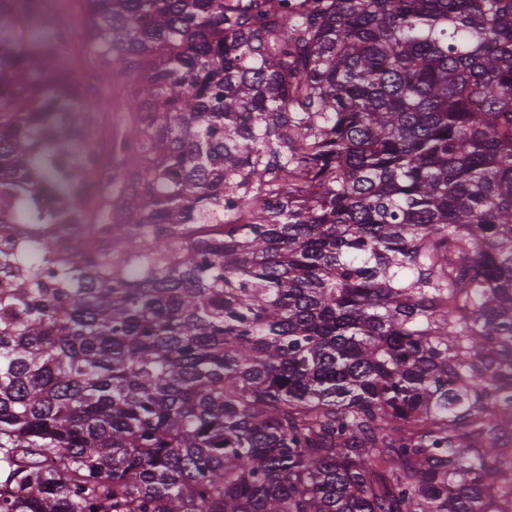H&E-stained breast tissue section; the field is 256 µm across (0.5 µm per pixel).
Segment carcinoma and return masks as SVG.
I'll list each match as a JSON object with an SVG mask.
<instances>
[{"instance_id": "carcinoma-1", "label": "carcinoma", "mask_w": 512, "mask_h": 512, "mask_svg": "<svg viewBox=\"0 0 512 512\" xmlns=\"http://www.w3.org/2000/svg\"><path fill=\"white\" fill-rule=\"evenodd\" d=\"M38 2L0 0V512H512V0H84L52 44L131 114L92 153ZM59 225L58 226V244L62 251L69 252L71 250V246L77 242L80 245H83L85 241L89 243H94L97 240H100L104 236V230L97 226L99 224H52ZM84 225V227L77 226ZM79 229L83 231V235L80 237H76L75 230Z\"/></svg>"}]
</instances>
